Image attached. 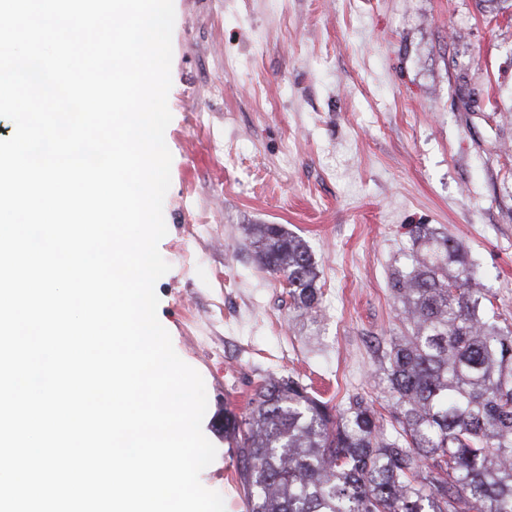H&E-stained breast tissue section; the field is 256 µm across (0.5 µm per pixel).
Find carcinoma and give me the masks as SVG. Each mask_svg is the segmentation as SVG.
Listing matches in <instances>:
<instances>
[{
	"label": "carcinoma",
	"mask_w": 512,
	"mask_h": 512,
	"mask_svg": "<svg viewBox=\"0 0 512 512\" xmlns=\"http://www.w3.org/2000/svg\"><path fill=\"white\" fill-rule=\"evenodd\" d=\"M408 234L409 264L390 277L406 326L378 357L389 427L362 396L337 408L290 376L263 381L246 418L224 417L247 512H512V327L482 316L457 240L428 224ZM248 236L298 307L315 308L305 241L278 224Z\"/></svg>",
	"instance_id": "cac0c4a2"
}]
</instances>
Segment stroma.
<instances>
[{
  "label": "stroma",
  "mask_w": 512,
  "mask_h": 512,
  "mask_svg": "<svg viewBox=\"0 0 512 512\" xmlns=\"http://www.w3.org/2000/svg\"><path fill=\"white\" fill-rule=\"evenodd\" d=\"M171 185L158 318L204 379L200 481L246 512L225 410L268 376L333 405L394 403L376 340L427 224L462 241L489 313L512 323V0H174ZM278 224L319 270L296 308L244 237Z\"/></svg>",
  "instance_id": "35a3bbf8"
}]
</instances>
